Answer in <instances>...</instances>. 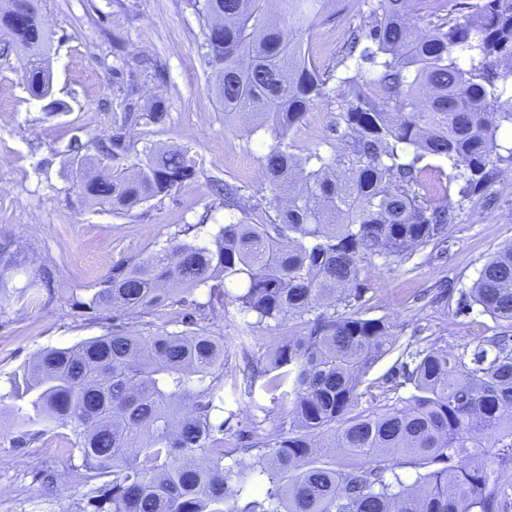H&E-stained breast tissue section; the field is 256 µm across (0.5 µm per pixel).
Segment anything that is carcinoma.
Listing matches in <instances>:
<instances>
[{"label":"carcinoma","instance_id":"cac0c4a2","mask_svg":"<svg viewBox=\"0 0 512 512\" xmlns=\"http://www.w3.org/2000/svg\"><path fill=\"white\" fill-rule=\"evenodd\" d=\"M38 0L0 10V55L27 56L30 95L53 93L45 65L51 33ZM328 0H193L201 57L224 126L264 131L267 194L246 205L229 186L218 197L239 216L205 245L176 242L112 274L88 307L112 320L168 305L205 286L211 303L249 316L239 337L293 320L261 389L288 406V436L246 463L224 446V342L204 328L112 332L36 354L12 390L13 439L26 428L68 427L82 467L109 478L91 489L95 512H502L494 470L472 448L501 449L512 465V348L498 336L472 353L403 352L413 392L400 404L356 411L360 387L395 345L389 323L347 316L361 300V263L409 257L448 235L457 219L451 181L465 199L512 162L499 143L512 125V0H368L345 16L336 61L316 64L304 37L336 23ZM376 88L372 96L366 87ZM334 106L338 145L296 153L292 134L317 103ZM120 130L107 156L128 158ZM457 175L427 185L428 157ZM76 185L84 201L130 211L191 181L176 146H147L113 172L86 155ZM479 305L512 327V245L491 256L458 313Z\"/></svg>","mask_w":512,"mask_h":512}]
</instances>
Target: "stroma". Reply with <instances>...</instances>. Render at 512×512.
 <instances>
[{"label": "stroma", "mask_w": 512, "mask_h": 512, "mask_svg": "<svg viewBox=\"0 0 512 512\" xmlns=\"http://www.w3.org/2000/svg\"><path fill=\"white\" fill-rule=\"evenodd\" d=\"M41 20L51 31L49 66L54 96L65 110L50 112L24 85V57L0 59V245L16 261L0 269V512H93L90 481L70 428L34 435L13 447L19 431L18 404L10 380L46 348H63L104 335L112 315L85 306L112 272L142 261L179 241L207 243L224 224L213 188L228 182L242 199L265 191L261 140L226 130L211 91L212 78L198 50L199 24L188 0H41ZM121 49L140 90L125 100L112 77L113 51ZM164 101L161 121H150L153 98ZM123 127L134 151L153 144L184 148L195 178L170 194L130 212L88 206L75 183L74 142L95 154L99 141ZM298 148L335 142V116L319 104L296 132ZM512 245V165L500 164L485 192L465 201L444 243L408 259L373 257L361 264L365 286L355 309L386 319L397 338L394 349L370 371L369 380L389 400L409 397L398 368L406 347L473 350L502 330L480 309L457 314L493 253ZM196 323L224 339V370L238 383L225 390L224 408L235 430L250 432L251 444L287 434V410L261 388H248L252 369L263 368L278 342L300 333L295 321L255 328L248 348L238 342L243 322L236 306L211 305L207 288L187 304L135 315L138 329L185 330Z\"/></svg>", "instance_id": "35a3bbf8"}]
</instances>
